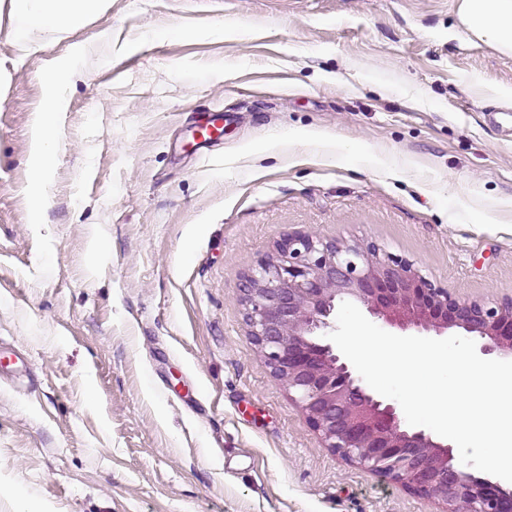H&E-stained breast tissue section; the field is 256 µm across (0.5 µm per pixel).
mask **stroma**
I'll use <instances>...</instances> for the list:
<instances>
[{"label": "stroma", "instance_id": "obj_1", "mask_svg": "<svg viewBox=\"0 0 512 512\" xmlns=\"http://www.w3.org/2000/svg\"><path fill=\"white\" fill-rule=\"evenodd\" d=\"M459 2L109 0L21 46L0 0V512H438L322 446L239 284L305 230L512 296V55ZM57 104L53 100H49L46 107L40 114L36 131L33 135L32 150L36 156V162L33 167V178L39 182L44 178L47 170L48 162L51 158L53 149L52 136V114L55 112Z\"/></svg>", "mask_w": 512, "mask_h": 512}]
</instances>
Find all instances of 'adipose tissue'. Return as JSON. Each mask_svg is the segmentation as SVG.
<instances>
[{
  "mask_svg": "<svg viewBox=\"0 0 512 512\" xmlns=\"http://www.w3.org/2000/svg\"><path fill=\"white\" fill-rule=\"evenodd\" d=\"M103 0H12L23 26L16 41L32 31L81 23L101 9ZM459 15L466 30L500 52L512 53V0H461Z\"/></svg>",
  "mask_w": 512,
  "mask_h": 512,
  "instance_id": "1",
  "label": "adipose tissue"
}]
</instances>
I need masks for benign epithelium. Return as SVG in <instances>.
Instances as JSON below:
<instances>
[{
	"label": "benign epithelium",
	"instance_id": "benign-epithelium-1",
	"mask_svg": "<svg viewBox=\"0 0 512 512\" xmlns=\"http://www.w3.org/2000/svg\"><path fill=\"white\" fill-rule=\"evenodd\" d=\"M246 335L304 412L321 444L400 484L442 512H512V488L474 475L453 446L409 428L370 392L327 339L336 306L352 301L401 330L454 331L487 358H512V297H460L375 243L292 231L240 284Z\"/></svg>",
	"mask_w": 512,
	"mask_h": 512
}]
</instances>
